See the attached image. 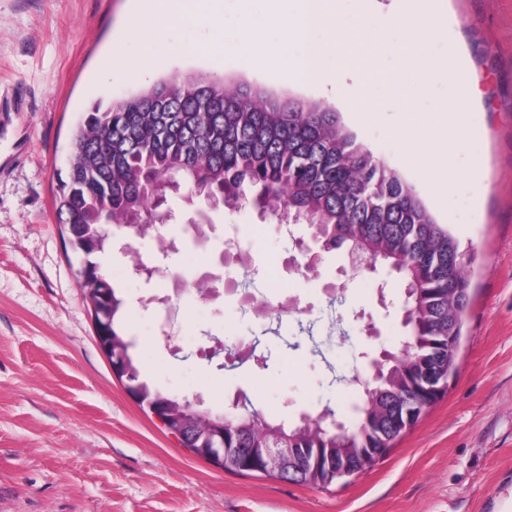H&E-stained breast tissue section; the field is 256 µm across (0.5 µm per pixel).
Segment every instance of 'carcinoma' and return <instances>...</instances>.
I'll return each instance as SVG.
<instances>
[{"instance_id":"obj_1","label":"carcinoma","mask_w":512,"mask_h":512,"mask_svg":"<svg viewBox=\"0 0 512 512\" xmlns=\"http://www.w3.org/2000/svg\"><path fill=\"white\" fill-rule=\"evenodd\" d=\"M199 180L235 203L255 201L261 216L303 224L326 252L361 250L375 266L404 284L403 321L416 347L387 353L376 375L355 374L362 387L355 422L346 425L327 406L289 423L240 400L242 428L224 431V447L258 449L280 442L321 448L337 458L359 448H391L442 395L430 388L425 368L436 354L457 370L447 335H462L470 302L468 250L438 223L414 188L358 141L331 107L253 94L244 85L172 77L119 101L96 103L73 142L68 177L55 192L59 219L75 252H104L110 227L136 235L167 223L168 183ZM80 288L90 308L99 305L109 332L124 338V299L101 268L80 264ZM124 342L126 373L148 399L163 393L143 379Z\"/></svg>"}]
</instances>
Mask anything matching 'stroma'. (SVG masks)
<instances>
[{"label": "stroma", "mask_w": 512, "mask_h": 512, "mask_svg": "<svg viewBox=\"0 0 512 512\" xmlns=\"http://www.w3.org/2000/svg\"><path fill=\"white\" fill-rule=\"evenodd\" d=\"M129 0H0V512H512V0H443L448 38L431 42L435 64L456 44L482 94L469 110L480 129L486 177L471 175L466 143L448 147V201L432 178L399 157L391 131L402 112L391 91L374 93L378 113L360 123L338 98L313 85L244 67L195 48L234 42L239 0H224L221 30L197 19H169L149 41L123 39ZM149 70L137 78L129 64ZM207 75L253 91L335 108L358 140L413 185L438 223L468 247L470 304L458 368L448 392L387 457L349 483L314 487L224 470L181 448L132 401L101 350L94 321L65 245L54 193L68 169L81 118L96 102L117 101L164 78ZM173 218L161 234L177 251L153 283L133 254L158 251V235L116 233L99 258L125 301L132 354L153 386L225 410L240 397L294 422L325 406L352 420L351 388L336 376L366 373L400 346L405 329L400 282L353 275L346 254H321L315 271L283 237L275 218L224 207L209 242L183 230L194 207L171 195ZM249 242L255 268L276 263L266 300L289 298L312 315L298 326L241 316L224 291L225 226ZM217 277L208 300L195 285ZM180 278L188 288L168 308L144 296ZM339 289L341 303L328 307ZM172 316L181 354H172L160 319ZM255 345L257 355L227 362L214 340ZM267 364H258V357Z\"/></svg>", "instance_id": "stroma-1"}]
</instances>
